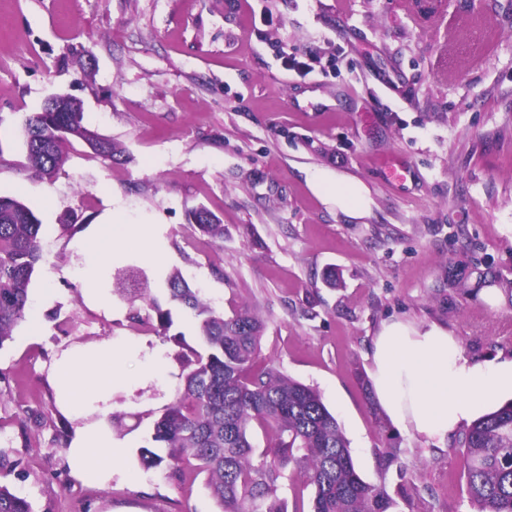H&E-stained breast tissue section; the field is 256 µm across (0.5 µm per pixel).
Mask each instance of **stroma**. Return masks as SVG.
<instances>
[{
    "mask_svg": "<svg viewBox=\"0 0 512 512\" xmlns=\"http://www.w3.org/2000/svg\"><path fill=\"white\" fill-rule=\"evenodd\" d=\"M56 94L82 103L117 160L73 140L53 178L25 170L27 121ZM389 154L402 180L381 169ZM319 178L362 185L365 213L337 206ZM0 195L42 224L33 307L0 346V485L34 512H217L206 474L140 460L179 372L113 393L131 475L105 488L75 475L49 380L82 343L201 348L197 318L168 296L177 270L216 311L263 319L262 359L321 393L394 512H474L457 435L432 446L379 428L357 376L396 318L445 327L472 360L512 354V0H0ZM198 206L223 239L190 225ZM108 221L153 226L160 254L106 267L109 315L74 275L79 243ZM129 266L170 311L169 335L130 320L152 310L122 295Z\"/></svg>",
    "mask_w": 512,
    "mask_h": 512,
    "instance_id": "stroma-1",
    "label": "stroma"
}]
</instances>
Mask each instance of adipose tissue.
Wrapping results in <instances>:
<instances>
[{"label": "adipose tissue", "instance_id": "obj_1", "mask_svg": "<svg viewBox=\"0 0 512 512\" xmlns=\"http://www.w3.org/2000/svg\"><path fill=\"white\" fill-rule=\"evenodd\" d=\"M155 238L154 229L145 224L99 225L80 247L85 262L78 280L86 301L111 311L109 295L97 286L106 265L115 253L132 246L155 258ZM125 354L109 342L76 346L50 368L59 406L73 423L68 456L78 472L102 486L123 476L119 460L126 449L114 440L111 428L91 420V413L109 409L113 392L133 377L161 382L169 375L160 349L147 351L135 373L129 371ZM372 381L397 429L440 445L486 409L500 406L501 395L512 393V358L475 362L443 327L395 319L384 323L373 339Z\"/></svg>", "mask_w": 512, "mask_h": 512}]
</instances>
